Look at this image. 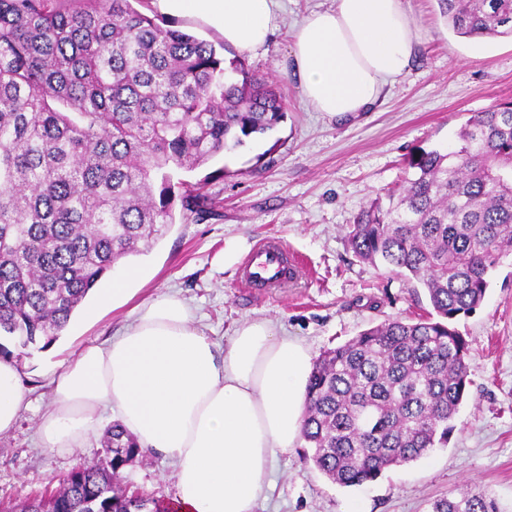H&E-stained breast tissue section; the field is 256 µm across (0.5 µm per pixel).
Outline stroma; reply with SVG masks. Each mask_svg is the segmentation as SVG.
Instances as JSON below:
<instances>
[{
  "label": "stroma",
  "mask_w": 512,
  "mask_h": 512,
  "mask_svg": "<svg viewBox=\"0 0 512 512\" xmlns=\"http://www.w3.org/2000/svg\"><path fill=\"white\" fill-rule=\"evenodd\" d=\"M331 2L284 0L278 29L243 57L277 88L282 121L185 173L207 206L175 209L173 224L150 250L119 264L140 273L136 300L178 295L221 349L241 324L266 319L316 358L384 320L427 315L424 289L357 258L347 228L372 200L403 184L408 159L447 148L470 113L512 99V37L460 36L436 0H410L420 40L408 73L360 115L307 109L287 67L291 27ZM266 239L281 241L301 262L305 277L297 285L260 294L241 281L247 255ZM94 303L87 297L55 342L25 349L15 361L31 390L30 406L14 430L0 435L2 504L48 494L74 467L105 454L99 438L61 453L41 447L37 435L52 401V372L78 345L104 342L130 319L126 304L87 320ZM457 327L470 343V384L447 447L390 468L375 482L343 488L306 463L305 442L297 440L276 460L272 486L255 512H429L431 501L466 485L512 512V255L492 272L482 306ZM173 473L170 459L150 453L125 471L122 485L168 502L176 493Z\"/></svg>",
  "instance_id": "1"
}]
</instances>
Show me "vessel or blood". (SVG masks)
<instances>
[{"mask_svg":"<svg viewBox=\"0 0 512 512\" xmlns=\"http://www.w3.org/2000/svg\"><path fill=\"white\" fill-rule=\"evenodd\" d=\"M242 275L254 288H284L296 279L298 267L280 242L267 240L253 247Z\"/></svg>","mask_w":512,"mask_h":512,"instance_id":"obj_1","label":"vessel or blood"}]
</instances>
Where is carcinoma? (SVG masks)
Returning <instances> with one entry per match:
<instances>
[{
    "mask_svg": "<svg viewBox=\"0 0 512 512\" xmlns=\"http://www.w3.org/2000/svg\"><path fill=\"white\" fill-rule=\"evenodd\" d=\"M454 32L512 35V0H437ZM281 97L244 62L131 0H0V358L49 346L120 260L148 251L176 203H207L191 172L265 135ZM405 185L349 225L361 260L424 288L433 312L388 320L313 362L302 438L342 487L445 447L470 383L457 319L484 301L512 253V101L473 112L459 141L407 163ZM106 454L49 498L0 512H160L120 485L144 456L119 424ZM430 512H500L465 487Z\"/></svg>",
    "mask_w": 512,
    "mask_h": 512,
    "instance_id": "obj_1",
    "label": "carcinoma"
}]
</instances>
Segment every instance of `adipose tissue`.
<instances>
[{"mask_svg": "<svg viewBox=\"0 0 512 512\" xmlns=\"http://www.w3.org/2000/svg\"><path fill=\"white\" fill-rule=\"evenodd\" d=\"M161 13L217 25L239 53L261 49L280 0H154ZM419 39L409 0H333L292 31L289 58L305 103L365 111L409 70ZM188 303L164 294L136 306L104 345H83L50 380L43 447L67 451L117 411L140 448L176 463L178 512H255L279 455L301 435L311 355L267 320L240 327L224 353ZM29 407L11 360H0V434Z\"/></svg>", "mask_w": 512, "mask_h": 512, "instance_id": "obj_1", "label": "adipose tissue"}]
</instances>
